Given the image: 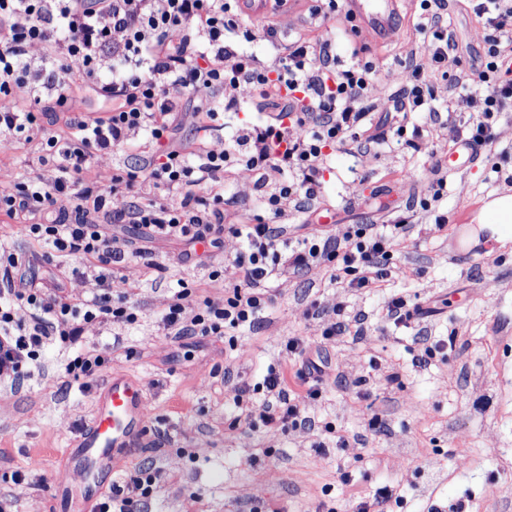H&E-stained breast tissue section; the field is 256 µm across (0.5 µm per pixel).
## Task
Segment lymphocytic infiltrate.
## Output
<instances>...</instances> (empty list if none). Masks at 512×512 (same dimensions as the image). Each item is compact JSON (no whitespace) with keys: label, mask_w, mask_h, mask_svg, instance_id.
Here are the masks:
<instances>
[{"label":"lymphocytic infiltrate","mask_w":512,"mask_h":512,"mask_svg":"<svg viewBox=\"0 0 512 512\" xmlns=\"http://www.w3.org/2000/svg\"><path fill=\"white\" fill-rule=\"evenodd\" d=\"M421 5L424 59L407 68L403 95L370 109L374 69H333L331 44L323 37L297 36L266 61L241 49L244 40L276 42L288 0H272L256 21L226 0H0V134L16 143L39 139L46 168L41 178L0 191V218L23 225L55 253L98 268L92 296L73 298L15 283L14 273L27 259L0 250V391H15L30 379L41 352L59 343L76 350L66 374L95 379L107 356L80 349L86 327L138 321L127 281L114 273L131 254L109 232L112 224H134L151 238L213 249L222 248L225 233L242 238L232 258L213 264L208 275L223 286V303L182 279L171 289L162 321L178 342L252 327L274 302L271 282L291 273L325 266L346 287H381L405 225L370 233L353 224L339 238L312 232L294 247L284 241L289 220L306 221L314 212L327 148L352 141L367 155L385 143L394 114L435 117L442 111L466 115L468 144L490 145L500 115L512 112V82L495 79L500 67L512 65V0H478V17L496 33L482 87L445 96L440 109L434 79L453 64L455 44L432 0ZM36 52L52 67L31 66ZM103 70L111 75V112H73L67 134L52 131L46 120L79 91L77 77ZM20 89L34 110L21 106ZM247 93L280 105V112L249 120L222 148L203 146L194 163H187L182 147L172 146L113 175L111 186L86 179L96 159L125 152L142 134L161 140L180 117L206 127L221 112L239 111ZM238 166L256 173L250 195L272 213V223H252L238 211L237 195H225L224 172ZM284 351L303 357V370L289 378L273 367L261 382L232 383L233 402L247 424L271 431L307 428L305 407L321 397L329 365L308 356L299 337L288 338ZM292 383L298 388L293 397L287 392ZM159 478V472L140 471L123 495L99 497L96 512H149Z\"/></svg>","instance_id":"1"}]
</instances>
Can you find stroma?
Masks as SVG:
<instances>
[{
  "mask_svg": "<svg viewBox=\"0 0 512 512\" xmlns=\"http://www.w3.org/2000/svg\"><path fill=\"white\" fill-rule=\"evenodd\" d=\"M443 12L458 44V63L449 83L479 81L486 32L469 0H443ZM419 0H395L384 32L375 42L361 39L359 21L322 25L333 43L336 65L372 64V99L403 93L405 68L420 61L424 36L416 26ZM244 112L227 113L221 125L201 133L184 123L172 137L187 149L209 142L223 147L245 121ZM453 129L434 131L421 152L407 142L413 130L391 135L366 158L349 146L330 151L315 206L320 233L342 236L352 224H392L407 219L408 232L391 265L394 273L379 290H348L331 283L322 267L274 281L275 303L260 327L237 334L236 347L210 336L183 351L161 321L168 286L149 281L142 260L119 273L137 287L133 298L140 320L133 325H93L84 347H111L98 379L72 381L65 373L64 348L52 346L41 357L42 370L18 392L0 396V497L15 512H61L58 490L80 499L84 479L68 451L91 422L104 381L121 373L144 390L149 443L119 474L105 478L101 490L126 485L147 467L162 471L153 496L154 512H356L360 500L390 486L392 512H454L467 500L469 512H512V241L482 234L470 243L472 256L454 257V234L434 226L436 215H477V206L512 194V112L496 128V144L482 148L478 160L449 174L443 198L424 211L430 172L456 148ZM40 147L31 143L0 150V189L14 177L39 173ZM115 235L136 247H149L152 260L172 265L184 251L199 260L182 270L216 302L221 286L210 285L213 262L240 247L225 234L223 251L190 247L180 240L146 241L140 228L114 226ZM46 287L88 296L93 276L72 278L66 265L48 260L32 268ZM427 308V317L402 327L380 323L385 298ZM343 304L347 316L364 320L362 335L346 333L326 341L325 317L309 315L311 301ZM299 337L311 353L329 364L331 375L321 398L307 407L316 426L307 434L232 427L238 410L224 384L225 370L262 381L268 368L286 357L288 338ZM348 447H337L339 436ZM321 441L323 449L313 448ZM22 482H14V474Z\"/></svg>",
  "mask_w": 512,
  "mask_h": 512,
  "instance_id": "35a3bbf8",
  "label": "stroma"
}]
</instances>
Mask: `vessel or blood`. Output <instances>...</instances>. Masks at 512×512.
Instances as JSON below:
<instances>
[{
  "label": "vessel or blood",
  "instance_id": "vessel-or-blood-1",
  "mask_svg": "<svg viewBox=\"0 0 512 512\" xmlns=\"http://www.w3.org/2000/svg\"><path fill=\"white\" fill-rule=\"evenodd\" d=\"M352 10L363 21L362 32L375 37L385 27L393 9L391 0H351ZM146 399L141 386L115 375L101 392L93 422L83 429L73 445V457L90 461L86 505H93L99 486V469L121 471L144 444L148 432Z\"/></svg>",
  "mask_w": 512,
  "mask_h": 512
}]
</instances>
